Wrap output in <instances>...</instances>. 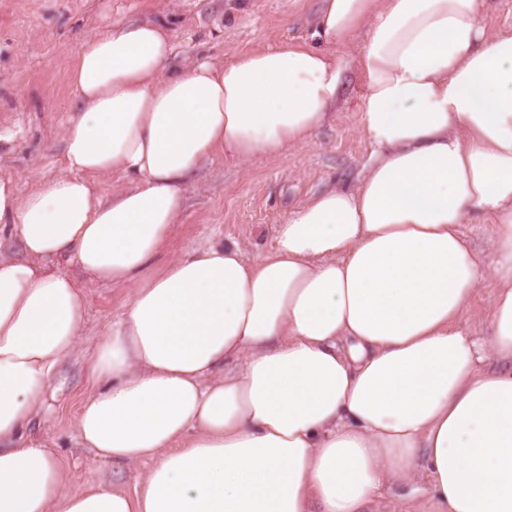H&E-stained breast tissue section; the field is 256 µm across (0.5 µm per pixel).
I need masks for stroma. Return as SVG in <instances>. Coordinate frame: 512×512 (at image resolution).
<instances>
[{
  "instance_id": "35a3bbf8",
  "label": "stroma",
  "mask_w": 512,
  "mask_h": 512,
  "mask_svg": "<svg viewBox=\"0 0 512 512\" xmlns=\"http://www.w3.org/2000/svg\"><path fill=\"white\" fill-rule=\"evenodd\" d=\"M320 0H0V130L15 133L0 144V177L27 193L36 179L57 173L62 130L74 108L68 68L86 38L111 21L166 22L175 53L169 68L186 60L217 61L239 53L304 40ZM360 78L311 143L271 159L256 154L239 163L224 156L206 161L192 177L186 206L169 239L165 259L188 255L202 242H239L247 260L274 243L278 224L311 194L353 184L370 146L359 122ZM83 341L58 370L46 403L28 434L63 458L69 488L101 485L133 492L142 467L97 458L76 437L82 400L91 390L87 370L96 343L128 302L132 287L89 286Z\"/></svg>"
}]
</instances>
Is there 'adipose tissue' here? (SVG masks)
<instances>
[{
	"instance_id": "adipose-tissue-1",
	"label": "adipose tissue",
	"mask_w": 512,
	"mask_h": 512,
	"mask_svg": "<svg viewBox=\"0 0 512 512\" xmlns=\"http://www.w3.org/2000/svg\"><path fill=\"white\" fill-rule=\"evenodd\" d=\"M486 9L322 0L305 41L174 71L154 23L85 42L59 174L25 195L0 178V236L22 245L0 255V512H368L421 473L433 512H512V32L488 34ZM353 68L372 148L356 183L288 213L254 261L210 244L152 271L201 163L308 143ZM116 171L132 185L102 198ZM62 257L83 279L51 268ZM489 278L482 342L458 323ZM91 281L135 289L76 432L145 465L131 495L70 492L26 433Z\"/></svg>"
}]
</instances>
